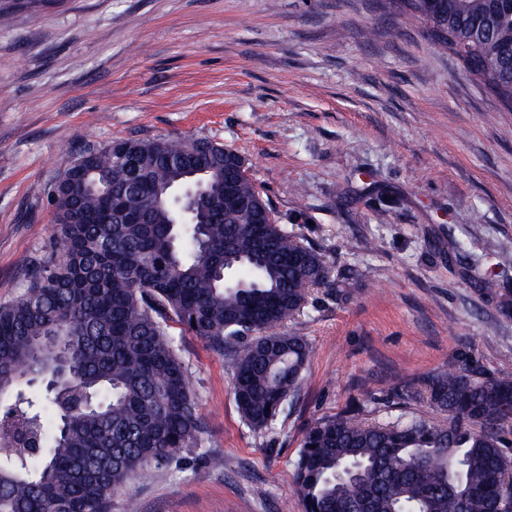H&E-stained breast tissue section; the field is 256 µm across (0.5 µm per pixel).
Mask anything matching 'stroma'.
I'll return each mask as SVG.
<instances>
[{
  "label": "stroma",
  "mask_w": 512,
  "mask_h": 512,
  "mask_svg": "<svg viewBox=\"0 0 512 512\" xmlns=\"http://www.w3.org/2000/svg\"><path fill=\"white\" fill-rule=\"evenodd\" d=\"M0 25V304L55 230L50 188L83 146L209 138L242 154L279 223L348 288L311 291L310 354L256 432L226 356L171 326L206 434L112 512H304L307 427L396 405L454 363L512 372V112L387 0H17ZM480 289L488 296L495 297L501 311L506 314H512V289L505 288L504 281L496 276H485L480 281Z\"/></svg>",
  "instance_id": "1"
}]
</instances>
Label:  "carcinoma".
I'll return each mask as SVG.
<instances>
[{"label":"carcinoma","instance_id":"1","mask_svg":"<svg viewBox=\"0 0 512 512\" xmlns=\"http://www.w3.org/2000/svg\"><path fill=\"white\" fill-rule=\"evenodd\" d=\"M419 19L512 112V0H389ZM64 166L50 190L57 235L0 304V512H112V497L205 435L170 323L229 355L254 431L274 428L303 379L307 340L280 327L332 267L279 224L247 171L207 138L117 139ZM206 172L194 214L175 206ZM480 289L512 314V289ZM314 421L294 463L304 512H507L512 373L460 365ZM448 415L435 422L413 403Z\"/></svg>","mask_w":512,"mask_h":512}]
</instances>
